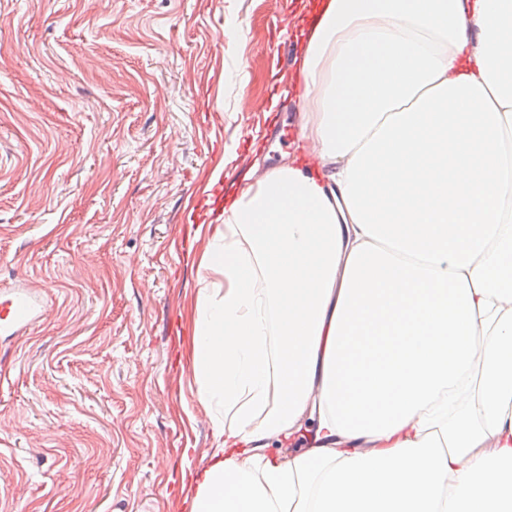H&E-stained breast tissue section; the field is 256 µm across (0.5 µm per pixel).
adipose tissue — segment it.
Wrapping results in <instances>:
<instances>
[{"label":"adipose tissue","instance_id":"1","mask_svg":"<svg viewBox=\"0 0 512 512\" xmlns=\"http://www.w3.org/2000/svg\"><path fill=\"white\" fill-rule=\"evenodd\" d=\"M295 63L296 153L190 227L184 510L512 512V0H320Z\"/></svg>","mask_w":512,"mask_h":512}]
</instances>
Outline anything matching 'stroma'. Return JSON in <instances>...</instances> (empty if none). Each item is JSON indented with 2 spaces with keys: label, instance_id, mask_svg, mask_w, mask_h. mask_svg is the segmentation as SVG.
Listing matches in <instances>:
<instances>
[{
  "label": "stroma",
  "instance_id": "obj_1",
  "mask_svg": "<svg viewBox=\"0 0 512 512\" xmlns=\"http://www.w3.org/2000/svg\"><path fill=\"white\" fill-rule=\"evenodd\" d=\"M302 6L0 0V289L44 302L0 335V512H179L215 445L184 357L187 214L225 150V194L293 150L296 94L264 104Z\"/></svg>",
  "mask_w": 512,
  "mask_h": 512
}]
</instances>
